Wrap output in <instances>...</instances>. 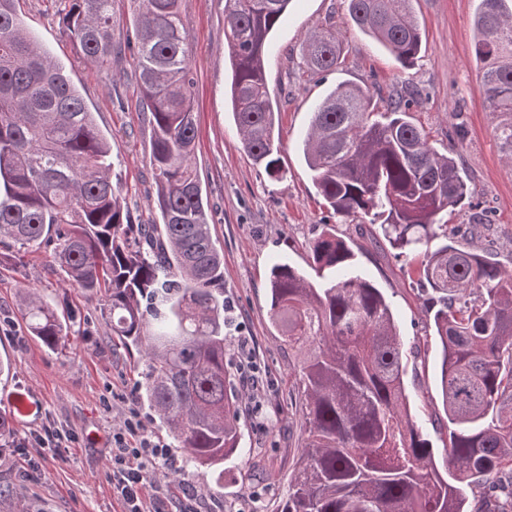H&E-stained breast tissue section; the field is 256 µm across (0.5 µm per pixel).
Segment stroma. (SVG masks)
Segmentation results:
<instances>
[{"instance_id": "stroma-1", "label": "stroma", "mask_w": 512, "mask_h": 512, "mask_svg": "<svg viewBox=\"0 0 512 512\" xmlns=\"http://www.w3.org/2000/svg\"><path fill=\"white\" fill-rule=\"evenodd\" d=\"M479 0H414L422 51L401 68L351 21L347 0H292L270 44L266 63L281 145L282 179L270 180L243 150L230 104V68L224 36V0H181L190 43L197 115L196 170L211 216V234L224 255V298L232 326L228 351L251 337L260 367L258 384L237 381L242 445L235 455L199 472L147 404L136 397L144 368L138 351L112 338L103 301L73 288L44 248L15 252L0 244V412L14 432L0 450V495L28 512H122L112 495L108 445L123 420L137 416L153 441L168 448L175 469H154L183 512H281L306 434L297 395L300 356L273 322L267 275L281 261L310 272L308 244L333 228L349 237L359 270L385 294L404 342V384L413 419L421 424L444 465L448 429L440 392L441 347L433 315L421 296L415 263L389 245L375 247L356 223L325 207L312 183L301 143L311 112L342 82L375 87L381 97L413 99V121L437 150L459 143V163L474 198L490 220L469 245L512 268V164L503 158L494 118L480 93L484 71L473 50V19ZM23 25L58 62L111 141L110 177L122 191L133 223L155 219L156 185L150 161L152 130L139 94V71L130 52L102 67L87 58L64 30L59 0H18ZM333 24L343 48L335 72L308 76L302 68L308 34ZM33 289L57 308L67 335L49 349L27 331L25 292ZM258 394L263 415L249 400ZM52 431L55 439L40 444ZM192 483L193 500L182 486Z\"/></svg>"}]
</instances>
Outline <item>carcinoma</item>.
<instances>
[{
    "instance_id": "cac0c4a2",
    "label": "carcinoma",
    "mask_w": 512,
    "mask_h": 512,
    "mask_svg": "<svg viewBox=\"0 0 512 512\" xmlns=\"http://www.w3.org/2000/svg\"><path fill=\"white\" fill-rule=\"evenodd\" d=\"M15 2L0 0V240L51 249L73 286L102 297L112 335L144 360L139 399L190 461L222 464L241 433L224 257L191 166L194 78L180 0H132L160 224L131 223L110 179L111 144L62 66L24 31ZM290 2L224 0L234 120L244 151L272 180L283 168L264 59ZM62 3L69 36L99 65L111 63L112 0ZM348 13L402 67L413 65L422 45L413 0H348ZM473 26L481 93L511 162L512 0H479ZM339 59L331 24L306 37V71H334ZM373 97L368 85H337L315 106L302 151L334 215L367 217L400 253L420 258L442 352L451 478L408 413L390 303L330 229L309 245L321 282L286 262L268 274L271 314L301 355L307 432L281 512H464L468 493L475 512H512V269L448 243L430 249L459 233L440 213L473 196L458 145L445 153L430 146L409 99L390 97L376 112ZM26 319L49 347L64 335L54 308L31 292Z\"/></svg>"
}]
</instances>
